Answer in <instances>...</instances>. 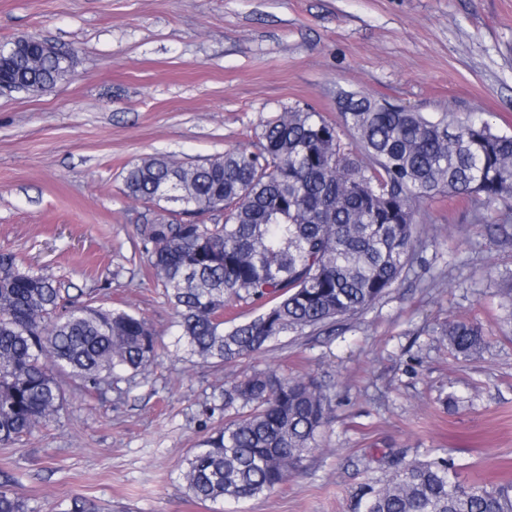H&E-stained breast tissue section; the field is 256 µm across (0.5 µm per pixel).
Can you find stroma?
<instances>
[{"label":"stroma","mask_w":512,"mask_h":512,"mask_svg":"<svg viewBox=\"0 0 512 512\" xmlns=\"http://www.w3.org/2000/svg\"><path fill=\"white\" fill-rule=\"evenodd\" d=\"M23 35L70 52L52 89L0 96V248L71 295L143 316L167 349L105 399L65 381L46 429L0 446V485L38 512H358L389 461L451 457L461 481L512 466V318L500 275L512 239L490 234L503 203L416 206L423 246L379 301L333 329L291 333L252 357L203 364L174 352L173 312L145 275L138 227L152 204L123 191L149 157L202 164L253 149L267 120L307 105L338 117L347 93L457 124L483 115L512 134V0H0V42ZM467 320L483 353L434 333ZM274 369L322 383L317 448L281 489L200 502L182 475L235 416L224 385ZM456 405H445L446 395Z\"/></svg>","instance_id":"obj_1"}]
</instances>
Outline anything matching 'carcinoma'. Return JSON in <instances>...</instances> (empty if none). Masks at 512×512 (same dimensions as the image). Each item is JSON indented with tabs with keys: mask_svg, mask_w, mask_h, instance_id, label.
I'll return each mask as SVG.
<instances>
[{
	"mask_svg": "<svg viewBox=\"0 0 512 512\" xmlns=\"http://www.w3.org/2000/svg\"><path fill=\"white\" fill-rule=\"evenodd\" d=\"M45 90L66 63L25 64ZM332 123L312 108L270 118L253 151H229L186 166L165 157L132 164L124 192L159 204L176 194L179 171L198 210L178 208L139 226L147 276L172 306L176 344L204 363L263 350L279 336L325 327L375 304L405 272L417 247L414 204L436 196L512 199V135L486 119L448 127L421 112L347 94ZM358 153L341 147V130ZM211 216L206 223L205 216ZM239 303L260 312L238 322ZM439 334L456 355L486 346L479 327L451 321ZM159 341L144 318L79 302L62 282L0 250V445L47 427L63 409L62 378L101 399L112 377L158 363ZM237 417L186 460L183 479L198 501L269 495L317 447L327 422L318 382L275 371L224 387ZM363 512H512V481L462 483L446 457L413 460L366 487ZM0 512H37L0 487Z\"/></svg>",
	"mask_w": 512,
	"mask_h": 512,
	"instance_id": "cac0c4a2",
	"label": "carcinoma"
}]
</instances>
